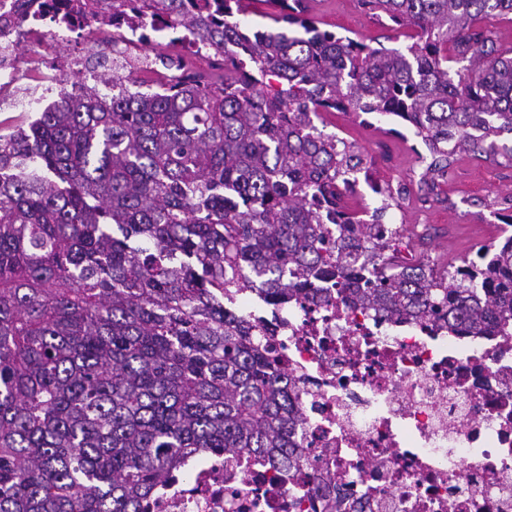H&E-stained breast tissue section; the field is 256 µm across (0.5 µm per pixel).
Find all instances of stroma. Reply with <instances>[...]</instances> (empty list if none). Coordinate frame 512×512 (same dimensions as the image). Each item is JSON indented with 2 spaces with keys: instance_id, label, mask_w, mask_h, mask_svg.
Returning <instances> with one entry per match:
<instances>
[{
  "instance_id": "35a3bbf8",
  "label": "stroma",
  "mask_w": 512,
  "mask_h": 512,
  "mask_svg": "<svg viewBox=\"0 0 512 512\" xmlns=\"http://www.w3.org/2000/svg\"><path fill=\"white\" fill-rule=\"evenodd\" d=\"M320 29L347 35L376 47L406 48L410 29H393L372 18L357 0H309ZM326 132L355 144L367 160L372 179L382 186L401 189L400 206L390 209L386 223L403 226L415 252L430 256L444 267L460 257L476 259L478 251L493 244L492 228L501 223L504 201L512 195V167L480 157L458 159L449 169L436 197L420 190L423 170L416 140L409 127L389 118L362 124L352 113H324Z\"/></svg>"
}]
</instances>
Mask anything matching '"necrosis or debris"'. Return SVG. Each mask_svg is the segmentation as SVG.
Masks as SVG:
<instances>
[{
    "label": "necrosis or debris",
    "instance_id": "4bbe7bcc",
    "mask_svg": "<svg viewBox=\"0 0 512 512\" xmlns=\"http://www.w3.org/2000/svg\"><path fill=\"white\" fill-rule=\"evenodd\" d=\"M0 0V111L29 112L98 82L80 56L54 61L58 45L97 42L103 29L84 0ZM174 40L129 28L105 47L120 70L133 51ZM37 78V102L19 95ZM270 344L295 377L301 418L294 439L305 463L286 468L247 451L192 462L157 491L149 512H512V336L431 322H378L345 295L292 300L267 310Z\"/></svg>",
    "mask_w": 512,
    "mask_h": 512
}]
</instances>
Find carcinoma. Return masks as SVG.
Here are the masks:
<instances>
[{"mask_svg": "<svg viewBox=\"0 0 512 512\" xmlns=\"http://www.w3.org/2000/svg\"><path fill=\"white\" fill-rule=\"evenodd\" d=\"M88 0L121 31L149 16L224 67L170 60L158 92L60 99L0 134V512H147L190 456L241 450L304 464L292 378L238 315L331 288L386 320L481 334L512 318V236L454 270L406 266L343 201L362 157L320 112L407 122L427 193L460 155L512 167V57L483 21L512 0H358L405 49L319 29L307 0ZM336 234H331V231ZM374 251L371 272L350 264ZM369 278L371 287L354 284ZM325 280L328 288H311Z\"/></svg>", "mask_w": 512, "mask_h": 512, "instance_id": "obj_1", "label": "carcinoma"}]
</instances>
